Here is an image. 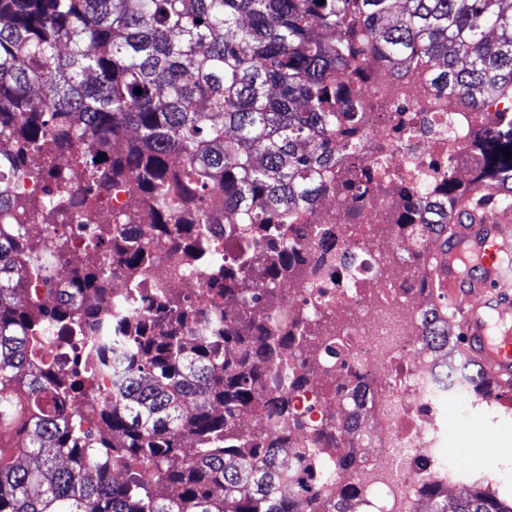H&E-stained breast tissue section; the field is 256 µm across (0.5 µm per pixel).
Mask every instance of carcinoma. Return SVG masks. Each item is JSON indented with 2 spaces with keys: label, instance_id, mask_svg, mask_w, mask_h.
Returning a JSON list of instances; mask_svg holds the SVG:
<instances>
[{
  "label": "carcinoma",
  "instance_id": "cac0c4a2",
  "mask_svg": "<svg viewBox=\"0 0 512 512\" xmlns=\"http://www.w3.org/2000/svg\"><path fill=\"white\" fill-rule=\"evenodd\" d=\"M394 2L0 0V139L12 146L0 187L24 174L51 184L38 200L0 190V512H297L278 477L288 437L246 433L239 418L305 426L289 391L308 379L275 366L315 345L263 327L257 312L295 273L283 212L315 201L336 169V90L356 26L392 64L431 56L435 89L471 95L477 111L512 93V0H405L401 15ZM76 144L79 168L45 163ZM473 146L482 163L469 184L512 202V129L483 128ZM128 178L147 238L120 233L121 216L88 232L79 255L58 237L68 293L27 300L28 282L49 275L19 227L46 202L81 209ZM466 190L448 174L429 204L432 233ZM217 195L233 216L222 241L206 227ZM155 237L180 239L210 274L201 336L182 333L197 315L185 294L145 297L136 279L109 297L117 270L152 261ZM257 247L272 252L269 266L251 263ZM157 320L176 327L156 333ZM423 326L448 352V392L489 396L450 327L433 312ZM83 415L98 429L81 428ZM453 512H512V491L477 480Z\"/></svg>",
  "mask_w": 512,
  "mask_h": 512
}]
</instances>
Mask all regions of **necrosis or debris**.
<instances>
[{"label":"necrosis or debris","mask_w":512,"mask_h":512,"mask_svg":"<svg viewBox=\"0 0 512 512\" xmlns=\"http://www.w3.org/2000/svg\"><path fill=\"white\" fill-rule=\"evenodd\" d=\"M355 46L345 95L351 118L336 133V175L324 178L320 204L283 217L302 277L282 281L267 325L309 316L322 357L284 363L308 378L290 399L310 428L291 438L282 471L299 512H325L343 488L352 492V512H426L425 486L444 493L457 486L438 447L444 409L434 382L444 355L424 345L422 328L428 310L447 315L448 301L429 276L436 241L401 239L391 226L403 210H420L449 174L477 172L471 133L497 128L512 113V95L486 99L478 112L469 95L435 91L426 58L395 67L367 53L364 34ZM350 139L362 143L361 152L345 151ZM135 190L131 179L111 188L102 207L77 210L64 226L55 211H40L28 236L46 252L62 234L82 248L86 229L111 223ZM153 255L138 275L143 288L181 291L207 305L209 292L177 242L154 244ZM329 417L342 424L340 435L320 434ZM340 455L354 457L355 467L337 468Z\"/></svg>","instance_id":"obj_1"}]
</instances>
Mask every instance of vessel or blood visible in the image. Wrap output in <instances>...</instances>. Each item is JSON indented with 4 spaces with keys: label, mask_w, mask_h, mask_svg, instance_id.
I'll return each mask as SVG.
<instances>
[{
    "label": "vessel or blood",
    "mask_w": 512,
    "mask_h": 512,
    "mask_svg": "<svg viewBox=\"0 0 512 512\" xmlns=\"http://www.w3.org/2000/svg\"><path fill=\"white\" fill-rule=\"evenodd\" d=\"M494 196L477 187L455 204L448 248L431 273L448 292L467 358L502 387L512 386V225Z\"/></svg>",
    "instance_id": "obj_1"
}]
</instances>
